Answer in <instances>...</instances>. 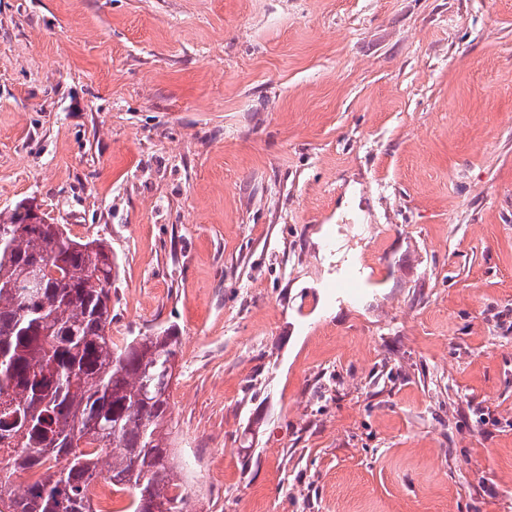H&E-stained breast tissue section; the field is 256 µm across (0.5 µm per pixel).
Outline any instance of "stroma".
Listing matches in <instances>:
<instances>
[{"label":"stroma","mask_w":512,"mask_h":512,"mask_svg":"<svg viewBox=\"0 0 512 512\" xmlns=\"http://www.w3.org/2000/svg\"><path fill=\"white\" fill-rule=\"evenodd\" d=\"M17 208L177 330L191 512H512V0H0Z\"/></svg>","instance_id":"35a3bbf8"}]
</instances>
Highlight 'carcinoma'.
Listing matches in <instances>:
<instances>
[{
  "label": "carcinoma",
  "mask_w": 512,
  "mask_h": 512,
  "mask_svg": "<svg viewBox=\"0 0 512 512\" xmlns=\"http://www.w3.org/2000/svg\"><path fill=\"white\" fill-rule=\"evenodd\" d=\"M41 265L60 276L29 298ZM114 276L104 240L25 211L0 216V442L10 447L0 503L11 512H89V488L104 477L130 492L128 512H186L164 393L179 336L167 328L112 350ZM40 466L28 498L14 500L13 476Z\"/></svg>",
  "instance_id": "carcinoma-1"
}]
</instances>
